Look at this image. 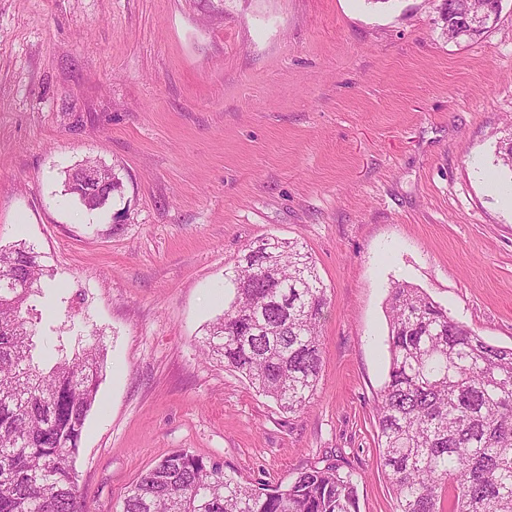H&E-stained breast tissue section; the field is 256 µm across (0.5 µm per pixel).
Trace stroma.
I'll use <instances>...</instances> for the list:
<instances>
[{"label": "stroma", "mask_w": 512, "mask_h": 512, "mask_svg": "<svg viewBox=\"0 0 512 512\" xmlns=\"http://www.w3.org/2000/svg\"><path fill=\"white\" fill-rule=\"evenodd\" d=\"M443 0H0V246L51 275L33 356L105 346L76 466L88 512H119L171 451L275 484L340 461L358 512H393L374 402L386 303L421 288L512 347V0L474 40ZM88 160L121 196L64 193ZM302 243L327 288L322 367L288 413L206 359L248 246ZM98 168V164L93 161H85L83 164L79 165V167L73 169L68 172L65 178V191L67 194L73 196L76 200H78L83 206H85L89 210H98L107 205L111 198H114L115 195H120L123 189V182L119 175L112 169L110 172L112 173V181L109 182L106 189L101 191L100 194H93L89 198L79 199L71 192V183L76 180L81 174L86 171L93 172ZM108 186H111L112 194L107 192ZM106 191V192H104Z\"/></svg>", "instance_id": "stroma-1"}]
</instances>
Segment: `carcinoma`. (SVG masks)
<instances>
[{
	"instance_id": "1",
	"label": "carcinoma",
	"mask_w": 512,
	"mask_h": 512,
	"mask_svg": "<svg viewBox=\"0 0 512 512\" xmlns=\"http://www.w3.org/2000/svg\"><path fill=\"white\" fill-rule=\"evenodd\" d=\"M495 0H444L448 38L459 18ZM80 203L98 210L122 193ZM47 276L34 247L0 248V512H77L80 452L104 346L34 362L38 319L29 300ZM233 298L206 331V357L224 363L288 412L304 410L321 370L326 288L298 242L261 240L239 256ZM388 379L375 405L380 467L394 512H512V348L487 342L421 289L391 288ZM357 484L336 464L269 486L224 464L171 452L141 475L120 512H357Z\"/></svg>"
}]
</instances>
